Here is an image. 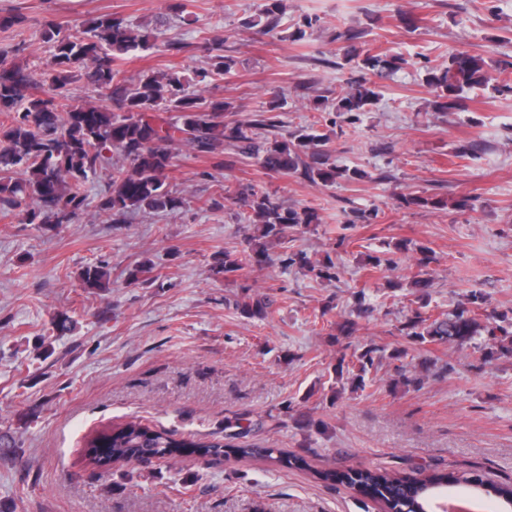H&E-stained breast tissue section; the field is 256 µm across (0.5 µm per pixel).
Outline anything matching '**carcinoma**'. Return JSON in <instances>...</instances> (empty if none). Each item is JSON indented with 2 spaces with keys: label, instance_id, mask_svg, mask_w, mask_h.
Returning <instances> with one entry per match:
<instances>
[{
  "label": "carcinoma",
  "instance_id": "cac0c4a2",
  "mask_svg": "<svg viewBox=\"0 0 512 512\" xmlns=\"http://www.w3.org/2000/svg\"><path fill=\"white\" fill-rule=\"evenodd\" d=\"M284 17L282 0H266L264 8L249 24L271 29ZM153 36L134 32L123 17L104 15L85 29L64 32L52 23L45 24L42 36L53 45L52 69L49 77L52 94L44 98H29L31 77L19 68H0V116L9 123L0 128V204L16 212L23 224H72L85 207L83 187L98 168L109 163L106 151H115L130 166L112 163L110 190L102 206L116 216L147 208L167 211L178 208L185 199L165 186L167 169L173 155L169 146L188 145L200 156L216 160L214 167H231L241 160L254 159L271 172H298L311 182L332 183L347 176L361 177L358 170L340 169L330 162L324 149L329 137L325 133L292 134L280 140H270L259 130L276 127L270 117L259 116L247 122L226 118L230 106L222 100L202 97L196 93L192 80L173 70L160 76L146 75L138 85L130 87L119 68L123 56L149 47ZM363 38V32L347 28L336 34L345 43L343 60L363 71L360 80L336 96V101L324 96L317 110L334 112L343 122L355 124L361 115L371 111L378 93L372 78H382L407 64L400 54L374 53L367 47L356 48L353 42ZM235 60L223 54L212 56L210 69L196 74L198 81L215 79L230 72ZM84 66L87 79L105 92L107 105H71L68 103L69 84L73 70ZM512 63L487 61L480 55L455 52L444 63L425 70L424 82L433 96L432 107L439 112L460 110L467 93L474 89L495 93H511L512 85L499 81ZM163 112H175L174 118H164ZM254 220L261 224L262 236L281 239L290 224H315L318 216L308 209L298 212L283 207L268 192L250 189L247 193ZM268 259L264 250H254L248 256L224 252L221 269L224 275H234L249 263L262 264ZM111 272L96 266L82 274L89 288H106ZM272 302L250 293V287L236 301V306L251 317H265ZM497 325L482 326L465 307L443 318H432L420 311L405 322L406 336L420 344L468 343L486 331L496 335ZM380 349L368 345L355 358L340 359L336 376L344 370L356 371L355 389H363L365 376L380 359ZM246 436L242 431L222 439L201 442L177 439L138 422L118 425L91 440L88 460L108 468L115 461L131 462L151 454L175 459L185 455L216 457L263 456L274 459L283 467L303 466L301 457L290 458L277 448H254L239 445L234 440ZM319 479L348 487L380 501L385 512H426V500L438 490L460 482L453 473L434 470L416 477L391 475L386 471L367 468L327 470ZM476 493L494 497L500 502L512 500V484H479Z\"/></svg>",
  "mask_w": 512,
  "mask_h": 512
}]
</instances>
